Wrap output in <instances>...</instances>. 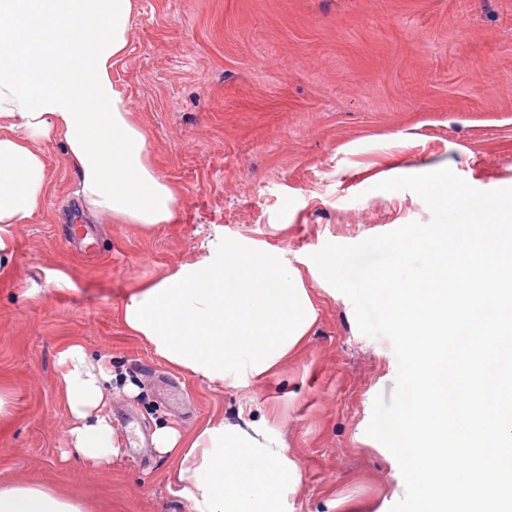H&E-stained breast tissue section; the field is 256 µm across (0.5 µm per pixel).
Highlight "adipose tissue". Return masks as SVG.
<instances>
[{
    "label": "adipose tissue",
    "mask_w": 512,
    "mask_h": 512,
    "mask_svg": "<svg viewBox=\"0 0 512 512\" xmlns=\"http://www.w3.org/2000/svg\"><path fill=\"white\" fill-rule=\"evenodd\" d=\"M138 0H0V278L15 272L18 230L44 208L51 179L41 143L56 142L85 215L150 231L172 223L177 188L148 150L146 129L113 74L125 59ZM459 199L453 226L415 224L386 242L392 264L354 272L323 253L306 263L246 237L209 241L199 258L161 273L118 311L130 336L171 369L238 389L280 371L311 336L320 302L305 279L374 295L403 348V414L380 429L406 473L399 512H473L512 504V400L496 360L512 358V196ZM418 250L419 277L405 266ZM114 373L78 342L58 358L68 413L63 458L111 470L123 448L106 389ZM189 512H291L302 473L284 434L238 413L193 431L157 426ZM0 512H88L42 485H0Z\"/></svg>",
    "instance_id": "1"
}]
</instances>
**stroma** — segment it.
Masks as SVG:
<instances>
[{"instance_id":"1","label":"stroma","mask_w":512,"mask_h":512,"mask_svg":"<svg viewBox=\"0 0 512 512\" xmlns=\"http://www.w3.org/2000/svg\"><path fill=\"white\" fill-rule=\"evenodd\" d=\"M115 77L180 189L175 218L149 233L78 224L61 148L42 143L53 190L19 230L15 275L0 278V384L12 394L0 483L53 487L90 512H188L170 463L131 437L246 406L266 412L301 465L295 512L338 494L378 512L396 477L388 440L366 437L400 415L402 377L389 366L400 342L372 295L321 294L314 334L282 371L224 392L172 371L116 313L219 235L379 267L382 241L441 219L430 160L453 159V183L474 197L512 188V0H139ZM56 269L75 289L51 288ZM72 342L139 389L108 391L127 443L108 472L61 458L57 360Z\"/></svg>"}]
</instances>
